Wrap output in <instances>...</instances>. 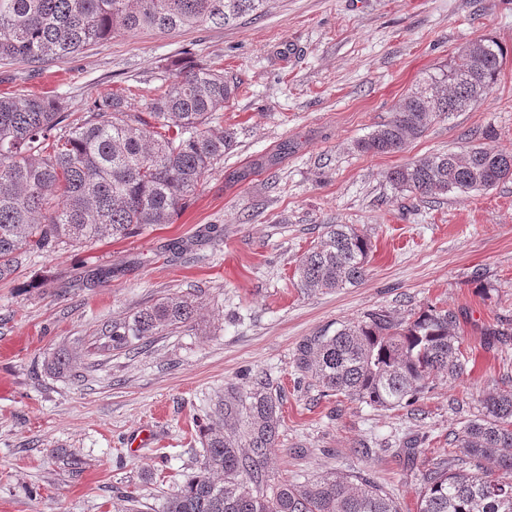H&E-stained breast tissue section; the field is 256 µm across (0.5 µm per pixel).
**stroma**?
Wrapping results in <instances>:
<instances>
[{
    "label": "stroma",
    "instance_id": "35a3bbf8",
    "mask_svg": "<svg viewBox=\"0 0 512 512\" xmlns=\"http://www.w3.org/2000/svg\"><path fill=\"white\" fill-rule=\"evenodd\" d=\"M486 36L506 57L484 102L401 152L356 149L426 73ZM191 51L241 83L218 115L236 133L223 164L171 223L41 255L0 282V512H114L122 492L161 512L199 468L225 388L258 376L282 398L274 479L360 472L417 512L420 474L450 431L512 385V179L422 202L385 174L471 145L512 152V0H275L226 27L121 31L66 62L0 61V95H59L83 112L115 92L142 112ZM328 224L370 238L367 277L307 295L294 269ZM190 289L205 304L196 329L101 358L79 380L46 371L53 352L86 351L101 322ZM430 304L456 315L465 372L414 410L322 397L295 367L307 337Z\"/></svg>",
    "mask_w": 512,
    "mask_h": 512
}]
</instances>
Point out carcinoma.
Returning a JSON list of instances; mask_svg holds the SVG:
<instances>
[{
    "label": "carcinoma",
    "instance_id": "carcinoma-1",
    "mask_svg": "<svg viewBox=\"0 0 512 512\" xmlns=\"http://www.w3.org/2000/svg\"><path fill=\"white\" fill-rule=\"evenodd\" d=\"M271 0H0V61L64 62L118 31L160 33L225 26L264 12ZM503 51L490 38L430 73L397 105L393 118L357 142L368 154L403 150L443 115L485 100ZM239 91L212 66L191 61L156 90L145 112H128L117 94L71 112L64 97L0 96V280L25 261L60 248L122 239L169 224L235 146L214 116ZM512 178V153L470 147L432 154L386 174L419 199L468 194ZM370 239L351 224H329L299 258L294 277L306 293L363 281ZM456 316L431 305L406 320L375 310L306 338L295 366L323 396L375 409L414 406L439 376L464 372ZM199 325L197 296L175 292L103 324L93 354L131 350L156 336ZM76 351L46 363L78 377ZM478 414L455 433L448 457L422 474L418 512H512V388L479 400ZM280 396L257 378L230 388L202 431L199 470L169 495L162 512H401L370 478L333 472L304 483L275 482L267 469L281 426Z\"/></svg>",
    "mask_w": 512,
    "mask_h": 512
}]
</instances>
